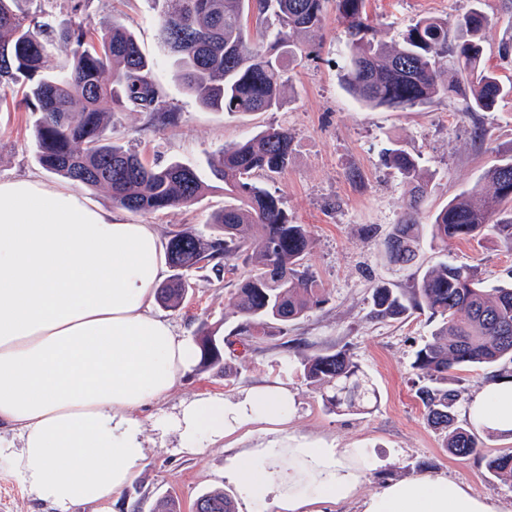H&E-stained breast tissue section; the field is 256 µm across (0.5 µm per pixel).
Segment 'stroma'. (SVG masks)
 Listing matches in <instances>:
<instances>
[{
	"label": "stroma",
	"mask_w": 512,
	"mask_h": 512,
	"mask_svg": "<svg viewBox=\"0 0 512 512\" xmlns=\"http://www.w3.org/2000/svg\"><path fill=\"white\" fill-rule=\"evenodd\" d=\"M490 19L481 33L484 57L503 82H512V0H366L375 37L387 45L401 42L411 24L433 16L449 25L471 8ZM165 0H84L82 15L96 24L120 22L134 34L155 67L162 100L175 119L168 124L145 112L116 115L107 134L136 149L148 163L177 161L194 167L209 189L194 204L155 213L126 212L134 224L153 225L161 241L181 230L208 232L223 210L224 185L215 180L208 158L224 146L245 141L265 126L288 130L292 153L287 167L266 187L283 201L289 219L307 225L313 239L306 263L324 290L325 303L296 321L285 339L243 345L235 328L239 319L228 304L230 291L246 267L218 276L214 261H202L187 274L190 284L182 306L154 305L179 335L195 338L200 323L224 336L225 370L193 367L163 399L138 410L145 460L114 512H156L159 503L175 500L180 512H193L203 493L220 489L235 496L224 477V458L237 448L274 442L271 434L246 427L233 436L203 442L194 454L181 452L172 420L183 402L199 395L235 396L270 381L288 385L295 413L288 432L315 436L339 448H362L370 457L361 494L390 481L444 477L491 496L500 512H512V486L494 481L485 456L512 449V435L479 431L478 454L461 459L443 446L442 435L429 427L416 394L411 367L416 351L434 325L427 316L409 319L370 318V292L381 282L393 288L409 284L410 270L390 265L383 241L392 231L408 197V187L382 152L397 142L421 156L432 175L430 193L419 221L431 223L434 212L471 188L485 169L512 150V102L493 112H459L443 100L414 109L365 107L341 86L348 63L349 36L327 7L323 26L307 35L308 53L288 68L282 107L275 112L230 116L202 108L186 93L170 56L157 40ZM21 92L0 86V179L36 177L51 184L62 179L39 166L34 151V117L15 109ZM484 128L485 139L475 137ZM450 260L478 268L487 283L512 277V245L489 237L442 248L423 238L417 260L427 269ZM344 349L371 380L377 400L359 414L327 407L318 387L306 384L301 362L315 353ZM0 512H60L37 499L22 484L7 458L0 457Z\"/></svg>",
	"instance_id": "1"
}]
</instances>
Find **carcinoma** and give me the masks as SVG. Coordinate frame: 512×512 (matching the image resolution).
I'll return each mask as SVG.
<instances>
[{"mask_svg": "<svg viewBox=\"0 0 512 512\" xmlns=\"http://www.w3.org/2000/svg\"><path fill=\"white\" fill-rule=\"evenodd\" d=\"M21 0H0V85L22 88L19 105L36 115L38 164L85 188L107 189L118 207L153 213L188 206L208 189L197 172L180 162L151 165L106 131L116 113L147 112L161 123L174 121L154 77V63L141 53L121 23L98 29L82 20L56 28L50 16L36 17ZM158 39L174 57L184 90L206 109L226 114L274 112L282 106L286 67L305 53L300 36L322 26L329 0H169ZM336 15L350 36L344 74L348 91L370 107L414 108L439 99L456 102L467 114L490 112L512 100V83H503L486 66L480 33L488 18L474 7L456 23L423 17L402 42L388 47L368 37L372 30L366 0H334ZM271 17L275 29L265 45L249 43V15ZM109 78H104L105 73ZM291 138L269 125L244 142L213 156L212 176L223 182L231 203L214 214L212 232L179 231L166 246L174 274L157 289L159 303L179 308L189 284L185 273L200 262L221 257L232 271L242 259L252 269L238 281L229 305L242 322L238 335L273 339L288 325L323 303V289L304 259L311 248L306 226L293 224L280 196L256 175L282 171ZM386 162L410 187L406 209L384 241L390 263H416L424 225L418 223L431 177L420 158L403 146L385 149ZM431 239L443 246L493 234L512 244V151L487 168L480 181L438 209L429 224ZM426 312L436 322L431 338L412 367L428 384L417 397L426 422L444 434V447L458 458L477 454V435L455 425L457 391L448 386L454 372L512 363V281L486 283L473 266L443 261L426 269L400 291L379 283L372 288L370 317L400 318ZM199 367H224V341L206 324L197 330ZM303 378L323 389L332 409L361 411L377 399L375 388L345 351L316 353L303 362ZM495 480L512 487V450L485 459ZM194 512H235L222 491L197 498Z\"/></svg>", "mask_w": 512, "mask_h": 512, "instance_id": "carcinoma-1", "label": "carcinoma"}]
</instances>
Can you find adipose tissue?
<instances>
[{"label": "adipose tissue", "mask_w": 512, "mask_h": 512, "mask_svg": "<svg viewBox=\"0 0 512 512\" xmlns=\"http://www.w3.org/2000/svg\"><path fill=\"white\" fill-rule=\"evenodd\" d=\"M163 273L152 225L69 188L0 180V425L19 438L0 444V457L60 512L77 504L110 512L145 458L136 410L166 397L198 361V346L153 312ZM293 409V393L273 381L232 398L196 397L173 426L189 454L249 425L278 433L273 446L224 461L254 512H323L353 499L360 512H499L492 497L447 478L361 495L365 449L285 435ZM467 421L512 432V379L486 384Z\"/></svg>", "instance_id": "adipose-tissue-1"}]
</instances>
